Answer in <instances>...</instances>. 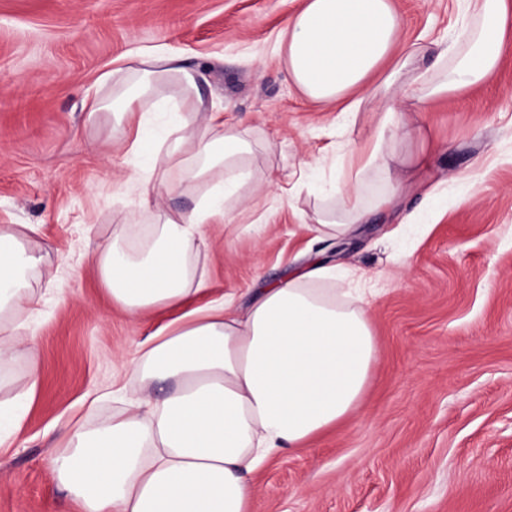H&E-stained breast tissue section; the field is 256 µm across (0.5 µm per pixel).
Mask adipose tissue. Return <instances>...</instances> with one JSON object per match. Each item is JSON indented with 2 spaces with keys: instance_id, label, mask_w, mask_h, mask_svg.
<instances>
[{
  "instance_id": "1",
  "label": "adipose tissue",
  "mask_w": 512,
  "mask_h": 512,
  "mask_svg": "<svg viewBox=\"0 0 512 512\" xmlns=\"http://www.w3.org/2000/svg\"><path fill=\"white\" fill-rule=\"evenodd\" d=\"M461 2L463 24L434 53L402 41L394 0H303L282 29L283 65L307 101L338 108L345 129L360 112L372 115L370 136L348 142L338 159L331 206L316 216L321 236L347 234L416 190L413 175L432 166L436 147L411 113L498 68L512 0ZM103 79L120 105L117 124L138 133L92 142L90 152L143 156L160 181L175 174L211 192L191 213H163L146 233L125 217L96 252L113 304L133 317L182 315L141 342L131 366L141 392L124 411L89 433L62 428L69 448L52 459L53 475L72 512H254L250 475L356 409L375 356L369 300H337L324 285L334 270L313 266L261 288L247 307L230 294L193 306L207 286L202 227L230 222L254 182L252 131L206 107L177 53L139 55ZM149 99L179 106L157 140L145 135ZM38 234L34 224L0 225V364L21 342L16 315L39 301L25 281L42 261Z\"/></svg>"
}]
</instances>
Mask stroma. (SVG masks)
<instances>
[{
	"label": "stroma",
	"instance_id": "obj_1",
	"mask_svg": "<svg viewBox=\"0 0 512 512\" xmlns=\"http://www.w3.org/2000/svg\"><path fill=\"white\" fill-rule=\"evenodd\" d=\"M407 42L436 46L460 24L456 0H395ZM301 0H0V225L37 224L43 252L29 276L41 296L20 313L34 346L0 365V402L24 419L0 444V512H58L52 427L85 429L119 412L138 379L124 365L165 322L113 305L91 262L131 215L154 223L141 195L121 193L144 161L121 152L86 156L105 139L111 113L89 119L83 100L101 75L146 51L183 55L200 93L228 122L254 130L255 165L281 181L305 164L334 177L336 146L367 137L344 132L338 112L311 105L288 79L279 32ZM447 145L427 183L445 201L403 197L342 241L318 239L303 216L322 209L255 196L232 231L211 224L203 253L205 299L259 288L318 256L341 266L340 288H368L375 361L349 420L252 475L255 512H512V44L500 68L462 96L413 116ZM476 190L461 177L476 163ZM427 224H408L414 210ZM39 382L26 398L30 369ZM125 390L112 394L113 381ZM103 399L90 406L89 395Z\"/></svg>",
	"mask_w": 512,
	"mask_h": 512
}]
</instances>
